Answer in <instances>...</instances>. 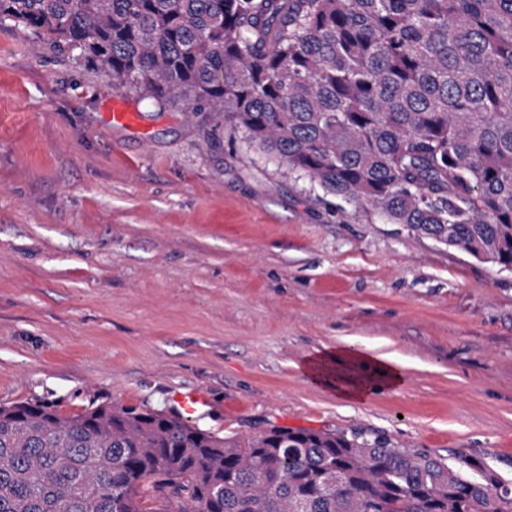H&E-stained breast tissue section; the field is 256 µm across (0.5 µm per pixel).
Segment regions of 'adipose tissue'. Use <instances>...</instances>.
<instances>
[{
	"label": "adipose tissue",
	"instance_id": "obj_1",
	"mask_svg": "<svg viewBox=\"0 0 512 512\" xmlns=\"http://www.w3.org/2000/svg\"><path fill=\"white\" fill-rule=\"evenodd\" d=\"M302 370L307 380L337 399L362 402L381 390L405 385L403 364L391 354H376L350 340L326 346L306 357Z\"/></svg>",
	"mask_w": 512,
	"mask_h": 512
}]
</instances>
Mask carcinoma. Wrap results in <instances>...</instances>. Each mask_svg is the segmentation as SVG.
I'll return each instance as SVG.
<instances>
[{
  "label": "carcinoma",
  "mask_w": 512,
  "mask_h": 512,
  "mask_svg": "<svg viewBox=\"0 0 512 512\" xmlns=\"http://www.w3.org/2000/svg\"><path fill=\"white\" fill-rule=\"evenodd\" d=\"M6 22L512 270V0H0ZM0 512H512V486L366 427L225 438L36 401L0 405Z\"/></svg>",
  "instance_id": "1"
}]
</instances>
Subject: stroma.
Instances as JSON below:
<instances>
[{
  "instance_id": "35a3bbf8",
  "label": "stroma",
  "mask_w": 512,
  "mask_h": 512,
  "mask_svg": "<svg viewBox=\"0 0 512 512\" xmlns=\"http://www.w3.org/2000/svg\"><path fill=\"white\" fill-rule=\"evenodd\" d=\"M344 338L407 384L361 403L309 384L302 360ZM187 391L221 436L365 426L512 485V271L0 27V404L168 416Z\"/></svg>"
}]
</instances>
